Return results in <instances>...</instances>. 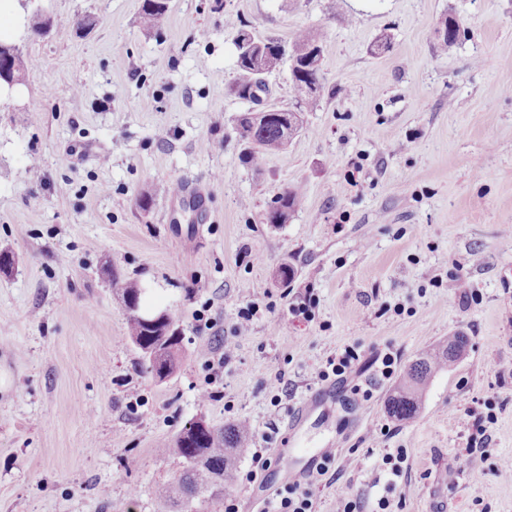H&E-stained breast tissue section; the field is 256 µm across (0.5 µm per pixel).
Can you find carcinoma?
Wrapping results in <instances>:
<instances>
[{"mask_svg": "<svg viewBox=\"0 0 512 512\" xmlns=\"http://www.w3.org/2000/svg\"><path fill=\"white\" fill-rule=\"evenodd\" d=\"M168 11V0H143L140 19L146 28H155ZM322 40L312 31L300 32L294 42L300 54L291 59L292 93L299 112L312 110L322 96L325 83L321 71L312 67L307 50L322 55ZM281 43L273 38L254 36L249 49L237 55L239 77L230 86L238 98L254 102L266 92L263 77L276 68L282 57L276 53ZM270 118L253 117L247 110L237 118L236 131L248 145L247 159L257 165L262 157L286 147L297 129L291 123L289 111L272 108ZM300 204L298 189L278 194L266 220L270 224H285ZM112 290L128 314L130 340L141 352L142 370L159 378L173 374L182 351L181 334L174 320L161 317L154 323L144 320L137 312L140 289L131 280L112 273ZM468 337L455 334L427 349L412 363L386 399L388 413L398 420H412L418 414L430 378L451 367L463 355ZM250 427L237 422L216 429L201 418L187 422L181 431L160 449L163 456L182 459V472L168 483L157 487V497L169 512H197L195 503L219 500L224 489L237 478L241 459L247 451Z\"/></svg>", "mask_w": 512, "mask_h": 512, "instance_id": "obj_1", "label": "carcinoma"}]
</instances>
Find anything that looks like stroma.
Listing matches in <instances>:
<instances>
[{
	"label": "stroma",
	"mask_w": 512,
	"mask_h": 512,
	"mask_svg": "<svg viewBox=\"0 0 512 512\" xmlns=\"http://www.w3.org/2000/svg\"><path fill=\"white\" fill-rule=\"evenodd\" d=\"M142 2L31 0L66 20L44 38L14 20L34 64L0 93V249L15 258L0 272V512H165L155 489L182 464L157 449L197 417L249 422L263 481L309 493L313 512H336L342 492L363 512H512L496 473L512 458V0H170L152 31ZM84 15L94 28L73 25ZM228 15L286 45L302 30L323 42L320 105L257 166L234 129L250 104L230 91ZM450 17L465 33L444 49ZM161 182L205 186L206 220L153 195ZM297 185L288 222L267 223ZM113 271L179 326L171 376L142 373ZM248 296L269 309L213 376ZM306 298L309 315L290 311ZM457 332L464 356L413 421L391 418L395 377ZM347 346L355 370L306 421L289 478L286 422ZM252 468L199 512H258Z\"/></svg>",
	"instance_id": "obj_1"
}]
</instances>
